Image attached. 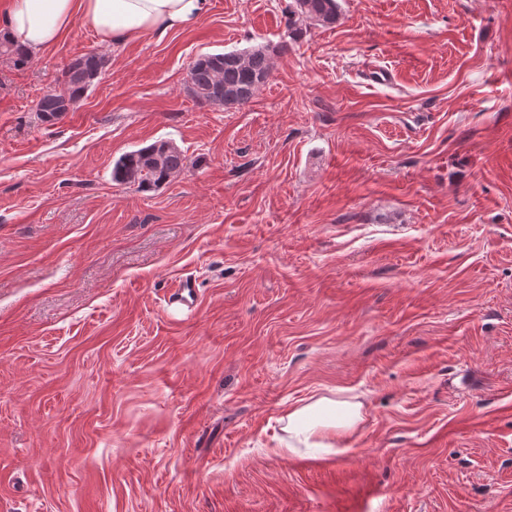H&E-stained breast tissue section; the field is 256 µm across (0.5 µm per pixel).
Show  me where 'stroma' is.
<instances>
[{
	"label": "stroma",
	"mask_w": 512,
	"mask_h": 512,
	"mask_svg": "<svg viewBox=\"0 0 512 512\" xmlns=\"http://www.w3.org/2000/svg\"><path fill=\"white\" fill-rule=\"evenodd\" d=\"M288 3L0 57V512H512V0H340L297 40ZM257 45L249 103L191 97ZM159 139L184 171L113 182ZM323 396L363 421L288 451ZM268 52L261 45L199 56L188 72L189 93L209 105L247 104L270 75ZM104 66V59L96 53L84 54L74 59L64 71L65 94L46 93L36 105L37 116L41 122L50 123L58 119L64 112H68L84 97L91 88L94 80L100 74ZM68 99L72 104L65 101ZM196 279L192 275L182 276L175 285V290L169 295L167 302L169 306L181 304L187 307L193 305L196 297Z\"/></svg>",
	"instance_id": "stroma-1"
}]
</instances>
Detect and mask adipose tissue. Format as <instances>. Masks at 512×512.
I'll list each match as a JSON object with an SVG mask.
<instances>
[{"label":"adipose tissue","instance_id":"adipose-tissue-1","mask_svg":"<svg viewBox=\"0 0 512 512\" xmlns=\"http://www.w3.org/2000/svg\"><path fill=\"white\" fill-rule=\"evenodd\" d=\"M209 8L210 0H11L0 33L33 55L57 43L78 15L103 42L120 45L188 27ZM362 409L359 402L322 397L290 408L287 429L303 447L332 448L362 422Z\"/></svg>","mask_w":512,"mask_h":512}]
</instances>
